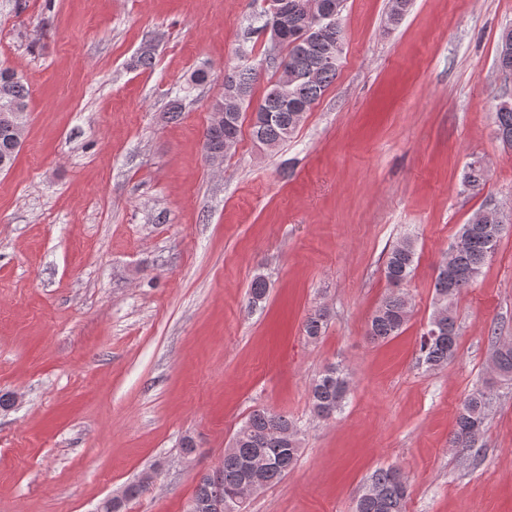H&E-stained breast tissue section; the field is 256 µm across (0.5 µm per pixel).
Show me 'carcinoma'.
<instances>
[{"label":"carcinoma","mask_w":512,"mask_h":512,"mask_svg":"<svg viewBox=\"0 0 512 512\" xmlns=\"http://www.w3.org/2000/svg\"><path fill=\"white\" fill-rule=\"evenodd\" d=\"M346 0H286L288 30L278 52L270 59L276 79L270 82L262 98L252 104L255 85L261 72L251 65H239L224 75L223 91L212 103L211 111L220 118L208 123L204 131V151L208 160L222 159L235 149L246 111L254 107L256 122L251 127L253 140L268 149L288 141L313 106L336 80L343 50L341 17ZM336 6L332 26L317 39L298 41L303 8L308 5ZM497 68L512 72V26L504 28L498 38ZM209 81V73L195 71L190 82L175 92L169 114L176 118L181 101L198 85ZM28 88L22 78L0 69V165L9 168L18 153L15 132L5 114L27 108ZM495 124L498 138L512 146V102L497 106ZM488 178V167L482 160L470 161L463 173L464 190L480 193ZM503 217L488 205L472 219L461 225L449 248L448 257L437 268L433 311L427 328L418 343V363L428 369L442 368L458 355L460 328L457 325L454 303L482 274L490 256L495 252L503 233ZM416 261L415 240L407 236L398 241L388 253L384 272L391 286L371 316L368 336L373 342L388 341L400 335L412 316L411 302L405 289ZM268 285L258 275L247 293V307L254 309L265 302ZM327 313L319 308L311 313L304 331L311 341L318 340L324 331ZM494 372L502 381L512 382V341L494 336L491 354ZM350 392V373L336 363L327 365L313 381L310 389L312 412L322 420H330L345 406ZM494 404L492 385L474 388L463 398L456 416L452 446L474 448L485 431ZM302 449V431L296 421L268 408L250 412L224 448L218 469L200 477L192 501L202 505L207 500L224 495V512H245L244 496L253 489H264L285 478L295 467ZM152 477L146 475L127 485L123 497L102 512H124L126 505L147 491ZM408 487L395 466L379 468L358 489L356 512H404Z\"/></svg>","instance_id":"1"}]
</instances>
